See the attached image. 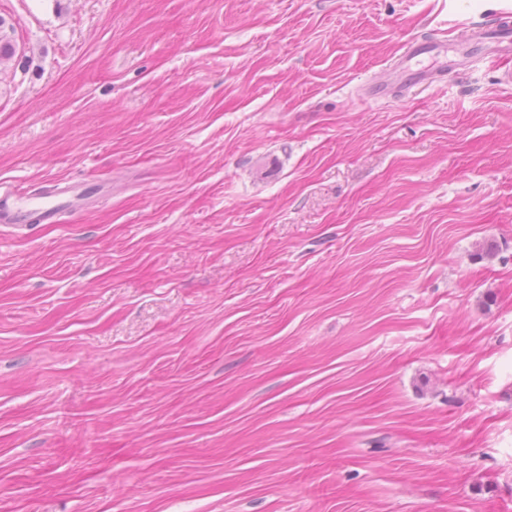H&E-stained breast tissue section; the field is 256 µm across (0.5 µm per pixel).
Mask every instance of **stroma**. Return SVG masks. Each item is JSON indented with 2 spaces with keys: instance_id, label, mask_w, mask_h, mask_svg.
Here are the masks:
<instances>
[{
  "instance_id": "35a3bbf8",
  "label": "stroma",
  "mask_w": 512,
  "mask_h": 512,
  "mask_svg": "<svg viewBox=\"0 0 512 512\" xmlns=\"http://www.w3.org/2000/svg\"><path fill=\"white\" fill-rule=\"evenodd\" d=\"M0 17V512H512V0ZM478 44H489L495 54L500 56H510L512 54V34L497 28L480 30L475 33ZM427 54H435L437 56L445 57L448 55V47L439 43L430 41H422L419 39L412 40L406 46V51L398 61V66L395 68L398 75H406L409 68L410 61ZM77 185L54 181L46 192L33 194L25 188L0 191V222L16 226L29 227L25 224L32 216L42 221H51L67 211L80 208Z\"/></svg>"
}]
</instances>
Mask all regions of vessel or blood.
<instances>
[{
    "label": "vessel or blood",
    "instance_id": "b4317fda",
    "mask_svg": "<svg viewBox=\"0 0 512 512\" xmlns=\"http://www.w3.org/2000/svg\"><path fill=\"white\" fill-rule=\"evenodd\" d=\"M475 37L480 44L490 45L495 54L501 56L512 54L511 33L490 28L476 32ZM447 53L448 48L445 45L419 39L412 40L407 44L396 71L401 76L412 74L415 82H427L432 77L431 71L426 69L410 71L409 62L427 54L444 56ZM79 198L77 186L63 181L53 182L48 191L40 194L32 193L24 188L0 191V222L22 226L33 216L50 221L61 213L78 210Z\"/></svg>",
    "mask_w": 512,
    "mask_h": 512
}]
</instances>
